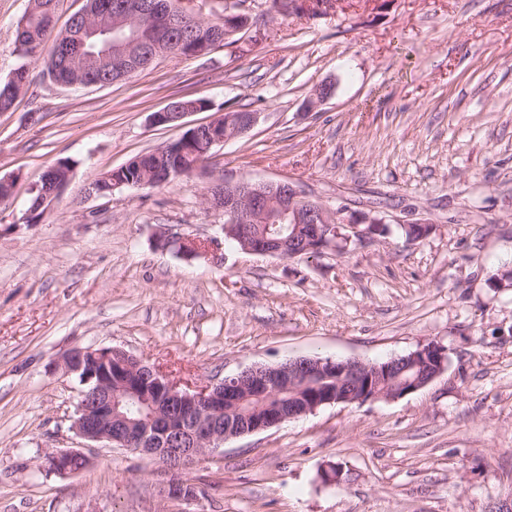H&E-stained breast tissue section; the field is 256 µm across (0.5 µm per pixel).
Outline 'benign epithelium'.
<instances>
[{
	"mask_svg": "<svg viewBox=\"0 0 512 512\" xmlns=\"http://www.w3.org/2000/svg\"><path fill=\"white\" fill-rule=\"evenodd\" d=\"M84 37L78 55L113 64L114 71L127 77L140 69L143 56L141 31L145 21L151 24L201 23L196 12L176 18L157 6L147 7L145 0H128L123 7L105 17L84 15ZM194 109L171 112L164 109L151 114L154 124L182 120ZM224 135L211 140L209 147L247 133L256 123L254 112H226ZM69 177L53 182L44 194L41 207L48 210L60 199ZM170 182L156 171L144 167L134 182L113 171L112 186L160 187ZM227 217L225 232L241 225L286 224V237L269 230L243 239L248 253L294 259L322 253L336 246V239L365 242L380 234L384 221L365 213L353 214L342 205L328 208L313 200L290 179L278 181L224 180L207 197ZM163 247H175L184 257L202 254L201 241L180 237L165 239ZM447 364L444 349L427 344L405 356L382 363L359 359L332 360L302 358L278 365L256 364L217 384L187 390L179 387L155 365L123 350L75 347L61 356L60 365L67 375L75 376L82 386H91L77 405L71 428L82 439L109 448H122L148 455L171 474L163 489L167 500L183 505L180 512H203V491L182 472L205 459L207 452L229 439L266 430L282 422L314 412L331 403H355L377 399H398L425 387ZM289 391L288 407L268 406L260 420L252 425L224 420L237 412L253 394ZM90 457L80 448L48 451L42 469L55 475L75 474L84 469Z\"/></svg>",
	"mask_w": 512,
	"mask_h": 512,
	"instance_id": "benign-epithelium-1",
	"label": "benign epithelium"
}]
</instances>
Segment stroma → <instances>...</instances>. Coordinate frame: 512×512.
Wrapping results in <instances>:
<instances>
[{
    "label": "stroma",
    "instance_id": "1",
    "mask_svg": "<svg viewBox=\"0 0 512 512\" xmlns=\"http://www.w3.org/2000/svg\"><path fill=\"white\" fill-rule=\"evenodd\" d=\"M28 0H0V512H169L167 477L119 448L82 471L40 467L81 448L73 347L145 358L181 384H215L297 357L381 362L428 343L445 370L395 400L336 403L234 438L185 473L207 512H491L512 498V0H333L308 18L245 0L268 39L250 51L165 55L127 80L63 87L14 41ZM333 95L316 102L323 81ZM203 98L182 126L154 125ZM233 111L258 113L189 178L102 197L91 182ZM72 171L36 224L28 208L57 160ZM289 179L328 206L387 221L370 242L285 259L243 251L205 201L223 178ZM428 220L407 239L401 221ZM191 236L187 259L159 237ZM338 467L340 479L324 482ZM24 66V63L20 64L16 69H14L8 80L0 84V111L9 109L20 93L17 92L18 88L21 85L26 86L29 77L28 73L25 83H22L23 78H19L18 76L19 71L24 69ZM15 76H18L19 79L16 80ZM197 104V105H196ZM206 100L203 98H181L172 100L167 106L171 105L173 109L179 110L184 108L185 105L199 106L201 109L206 107ZM170 108L163 109L161 112H155L151 114L150 121L153 124H168L175 123L174 126L182 125V120L190 113L196 112L193 108L181 109L178 112H169Z\"/></svg>",
    "mask_w": 512,
    "mask_h": 512
}]
</instances>
